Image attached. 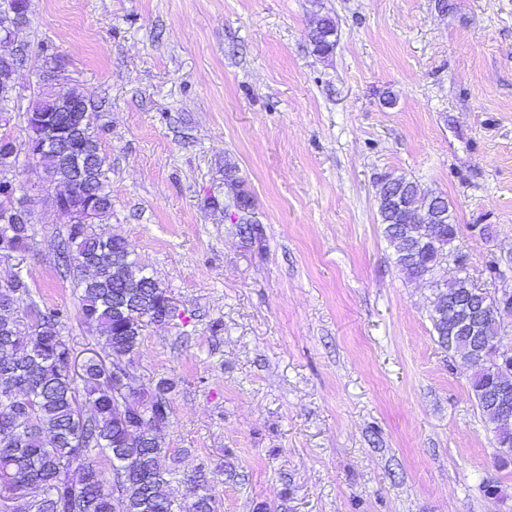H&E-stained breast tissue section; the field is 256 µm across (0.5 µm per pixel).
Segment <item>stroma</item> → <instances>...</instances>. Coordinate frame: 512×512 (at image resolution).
Masks as SVG:
<instances>
[{
  "label": "stroma",
  "instance_id": "stroma-1",
  "mask_svg": "<svg viewBox=\"0 0 512 512\" xmlns=\"http://www.w3.org/2000/svg\"><path fill=\"white\" fill-rule=\"evenodd\" d=\"M448 2H30L6 132L27 140L50 52L98 104L101 229L176 304L134 362L172 381L166 446L180 472L207 461L220 512H512L472 370L433 337L435 289L396 266L375 197L389 171L441 194L471 276L512 293V0ZM326 14L322 57L309 34ZM228 171L257 238L224 206ZM19 178L33 249L0 260V285L22 269L86 361L99 346L57 265L65 228L24 152ZM336 23L329 16L317 18V25L310 31V40L314 47V52L321 56L330 55L336 45V41L328 34L335 31Z\"/></svg>",
  "mask_w": 512,
  "mask_h": 512
}]
</instances>
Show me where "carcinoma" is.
I'll list each match as a JSON object with an SVG mask.
<instances>
[{
	"mask_svg": "<svg viewBox=\"0 0 512 512\" xmlns=\"http://www.w3.org/2000/svg\"><path fill=\"white\" fill-rule=\"evenodd\" d=\"M336 23L317 18L310 31L314 52L330 55L336 45L328 34ZM15 77L0 70V113L11 102ZM63 108L59 95L40 90L31 102L37 116L54 118ZM86 121L68 146L40 153L43 180L72 186L97 197L89 224H72L57 245V258L80 290L83 322L98 336L105 355L122 361L134 355L146 327L163 321L165 290L132 258L126 240L106 234L100 224L112 216L108 159ZM82 156L81 164L73 154ZM406 190L407 208H387L389 191L379 179L376 192L383 233L395 252V263L410 280H426L436 290L430 316L441 348L473 369L471 390L496 439L495 465H512V354L501 350L504 336L498 314L491 312L473 329H456L459 315L480 306L482 299L458 280L439 275L438 254L450 250L460 227L441 199L443 214L436 237L413 223L423 204L418 184L395 175ZM0 247L23 256L32 249L29 227L5 235ZM17 293L9 310L0 308V492L4 512H217L218 503L206 479L207 462L197 468L199 481L183 504L166 491L171 468L162 431L153 422L172 414L171 384H149V403L141 426L130 407L112 391V369L89 359L80 376L71 372L73 347L61 335L64 312L42 308L30 297L28 281L16 273L10 281ZM103 455L118 484L98 468L92 456Z\"/></svg>",
	"mask_w": 512,
	"mask_h": 512,
	"instance_id": "carcinoma-1",
	"label": "carcinoma"
}]
</instances>
